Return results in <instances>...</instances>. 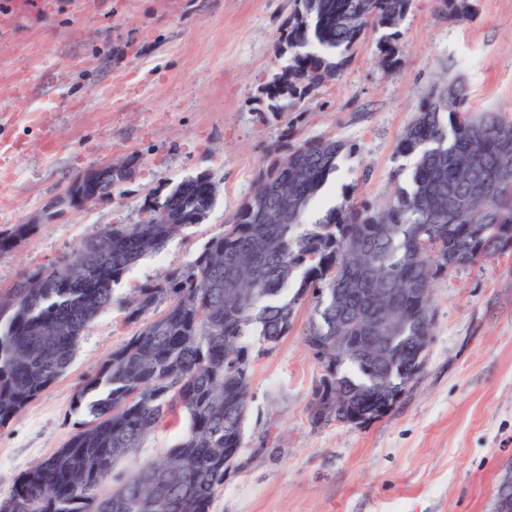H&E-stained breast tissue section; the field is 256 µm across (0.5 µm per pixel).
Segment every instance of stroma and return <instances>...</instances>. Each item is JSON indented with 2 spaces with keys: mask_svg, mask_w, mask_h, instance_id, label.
Wrapping results in <instances>:
<instances>
[{
  "mask_svg": "<svg viewBox=\"0 0 512 512\" xmlns=\"http://www.w3.org/2000/svg\"><path fill=\"white\" fill-rule=\"evenodd\" d=\"M473 5L451 20L437 0H412L394 64L380 63L381 32L368 30L336 79L296 103L265 94L286 64L277 46L295 0H0V85L19 68L35 74L57 142L48 160L36 127L0 129L21 143L0 230L34 222L89 168L134 162L111 196L64 208L0 257V291L70 257L104 225L139 223L187 177L208 174L217 190L203 223L127 269L69 370L0 428V497L78 429L74 394L138 329L126 300L186 268L233 221L275 147L317 138L355 147L339 158L312 223L351 199L393 195L397 170L413 168L398 140L447 75L468 84L473 108L512 116V0ZM71 94L84 105L67 104ZM432 309L423 369L389 413L317 428L309 405L322 370L305 343L310 309L299 306L290 334L252 363L244 446L211 512H494L512 469V251L438 278ZM186 429L183 419L164 424L117 471L162 456Z\"/></svg>",
  "mask_w": 512,
  "mask_h": 512,
  "instance_id": "1",
  "label": "stroma"
}]
</instances>
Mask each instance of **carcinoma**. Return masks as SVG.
I'll use <instances>...</instances> for the list:
<instances>
[{
	"mask_svg": "<svg viewBox=\"0 0 512 512\" xmlns=\"http://www.w3.org/2000/svg\"><path fill=\"white\" fill-rule=\"evenodd\" d=\"M411 2L296 0L279 46L288 63L267 94L300 101L335 79L370 27L385 30L377 50L380 63L389 62ZM440 6L458 17L469 13L470 0ZM443 86L447 103L429 92L398 142L397 153L414 158L413 171L409 186L385 204L352 200L307 223L347 144L305 140L265 167L234 220L190 266L138 289L126 302L128 319L148 316L162 299L166 312L86 378L74 404L86 405L89 420L18 478L0 512H211L229 473L226 457L243 445L254 356L276 350L301 303L311 307L305 342L322 368L312 424L336 421L331 395L338 389L369 420L380 418L381 397L403 393L417 376L418 347L409 337L432 336L434 282L512 249V178L472 195L484 176L512 172V120L472 110L457 76ZM132 174V165L121 163L93 200ZM210 182L205 173L188 178L147 206L140 223L107 224L82 239L70 261L28 270L0 292L1 428L68 370L123 273L207 216L215 202ZM35 228L0 232V256ZM375 294L415 309L383 361L336 345L338 336L363 335L353 314ZM179 411L187 433L101 492L114 464Z\"/></svg>",
	"mask_w": 512,
	"mask_h": 512,
	"instance_id": "obj_1",
	"label": "carcinoma"
}]
</instances>
